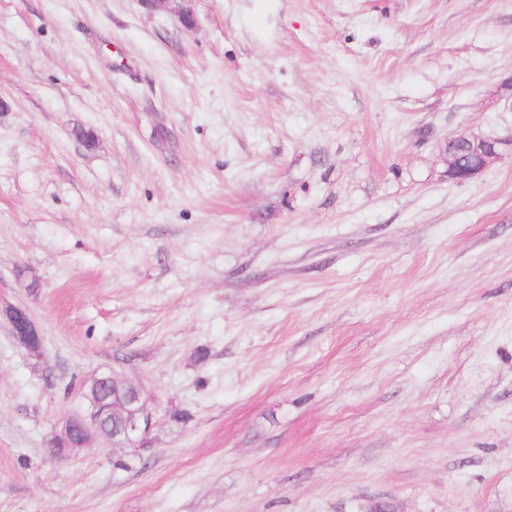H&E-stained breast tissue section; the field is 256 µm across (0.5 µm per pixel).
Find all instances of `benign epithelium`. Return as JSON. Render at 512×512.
Masks as SVG:
<instances>
[{"label": "benign epithelium", "instance_id": "benign-epithelium-1", "mask_svg": "<svg viewBox=\"0 0 512 512\" xmlns=\"http://www.w3.org/2000/svg\"><path fill=\"white\" fill-rule=\"evenodd\" d=\"M462 142L464 155L454 151L447 153L448 177L463 182L470 180L485 171L499 156V141L491 138H480L472 135H461L453 142ZM12 329V335L18 344L33 354L42 349V336L28 313L17 307L6 310ZM96 381H112L116 385L129 386V392L120 406H113L106 399L99 396H84L85 408L67 416L61 428L49 443V447H56L57 443L68 439L74 433H79L81 442L77 447L88 445L94 438L103 436L101 422L107 415H114L121 419L122 426L118 433L119 440L113 446H119L132 452L145 447L146 439L154 427L153 415L149 410L146 399L139 385L127 384L126 378L117 373L102 374L94 377Z\"/></svg>", "mask_w": 512, "mask_h": 512}]
</instances>
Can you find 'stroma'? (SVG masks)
Listing matches in <instances>:
<instances>
[{"instance_id":"obj_1","label":"stroma","mask_w":512,"mask_h":512,"mask_svg":"<svg viewBox=\"0 0 512 512\" xmlns=\"http://www.w3.org/2000/svg\"><path fill=\"white\" fill-rule=\"evenodd\" d=\"M183 7L0 0V512H512V0ZM462 141L464 158L454 151L448 150L446 161L448 163V177L457 182H463L481 174L499 156L498 140L480 138L472 135H461L448 141L457 143ZM6 316L11 324L12 335L18 344L26 350L29 355L41 351L42 336L28 313L17 307H9L6 310ZM93 379L104 382L112 381L117 386H129L130 391L121 406H113L100 396L90 397L83 393L86 401L85 408L67 416L62 421L59 432L53 436L49 443L50 452L55 454L53 448L56 447L57 443L71 437L76 432L75 430L79 433L81 442L76 445L79 448H72V450L85 447L96 437L110 439L113 447L128 449L131 452H137L141 448H145L147 436L155 423L141 387L135 383L128 384L126 381H129V379L120 377L114 371H112V374L95 376ZM110 414L118 416L122 421L121 429L117 434L120 439L117 442L114 441L115 437L105 436L101 432V422L105 416Z\"/></svg>"}]
</instances>
